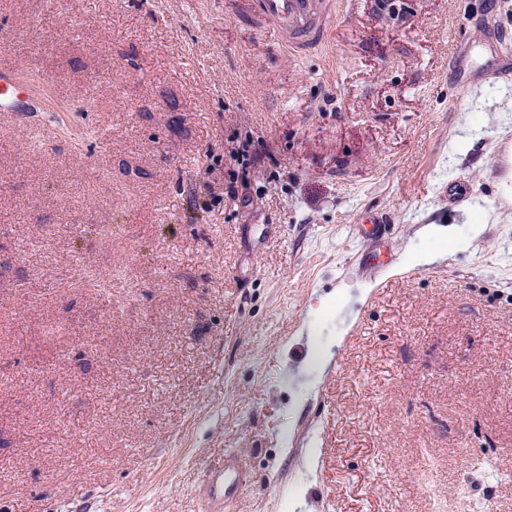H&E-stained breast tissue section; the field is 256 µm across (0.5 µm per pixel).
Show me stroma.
Here are the masks:
<instances>
[{
    "instance_id": "obj_1",
    "label": "stroma",
    "mask_w": 512,
    "mask_h": 512,
    "mask_svg": "<svg viewBox=\"0 0 512 512\" xmlns=\"http://www.w3.org/2000/svg\"><path fill=\"white\" fill-rule=\"evenodd\" d=\"M325 4L0 0V512H512V0ZM277 43L298 53L319 43L326 30L321 0H253ZM15 67L0 66V112L3 115H28L43 112L41 92L49 87L51 78L45 76L35 88L25 86ZM390 218L384 214L378 215L371 213L367 219L360 224L359 233L372 241V246L364 254L366 265H374L378 260L376 251L385 248L386 240L389 235ZM235 452L224 455V465L209 472L207 483L209 488L203 495V512H223L224 501L234 496L247 481L246 472L237 465ZM229 479L226 480V477Z\"/></svg>"
}]
</instances>
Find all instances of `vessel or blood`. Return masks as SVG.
I'll use <instances>...</instances> for the list:
<instances>
[{
    "instance_id": "obj_1",
    "label": "vessel or blood",
    "mask_w": 512,
    "mask_h": 512,
    "mask_svg": "<svg viewBox=\"0 0 512 512\" xmlns=\"http://www.w3.org/2000/svg\"><path fill=\"white\" fill-rule=\"evenodd\" d=\"M254 3L258 15L285 51L297 53L323 39L326 25L321 0H254ZM50 82V77L46 76L38 85L30 87L22 83L15 67L0 66V113L27 115L42 111V94ZM359 232L372 242L364 260L366 264H375L376 252L384 248L389 235L388 217L370 214L360 224ZM246 481L245 471L237 465L236 453H226L223 466L208 474L209 487L203 495V512H224L225 501Z\"/></svg>"
}]
</instances>
